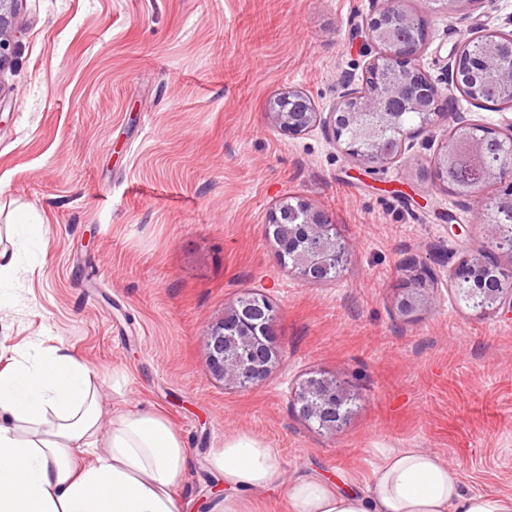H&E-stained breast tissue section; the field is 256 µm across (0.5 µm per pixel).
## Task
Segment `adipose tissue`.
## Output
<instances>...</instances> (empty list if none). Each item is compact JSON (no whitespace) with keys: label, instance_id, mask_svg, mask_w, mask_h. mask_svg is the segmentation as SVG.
Returning <instances> with one entry per match:
<instances>
[{"label":"adipose tissue","instance_id":"ef3b65f1","mask_svg":"<svg viewBox=\"0 0 512 512\" xmlns=\"http://www.w3.org/2000/svg\"><path fill=\"white\" fill-rule=\"evenodd\" d=\"M94 370L66 349L38 350L0 371V512H182L174 489L187 450L152 410L120 411L103 430ZM365 487L317 476L278 486L280 459L263 440L225 437L210 457L230 496L214 512H256L280 492L286 512H512V494L466 493L422 448H378Z\"/></svg>","mask_w":512,"mask_h":512}]
</instances>
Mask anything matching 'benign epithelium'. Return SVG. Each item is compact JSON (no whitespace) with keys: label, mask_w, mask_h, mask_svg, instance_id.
<instances>
[{"label":"benign epithelium","mask_w":512,"mask_h":512,"mask_svg":"<svg viewBox=\"0 0 512 512\" xmlns=\"http://www.w3.org/2000/svg\"><path fill=\"white\" fill-rule=\"evenodd\" d=\"M20 0H0V69L12 61L14 45L12 32ZM404 0H388L373 10L365 22L368 42L374 55L366 64V71L373 74L371 87L345 88L339 100L322 117L312 100L304 93L290 89L270 103V115L276 127L292 135L309 131L323 124L337 141L344 144L347 155L368 168L377 169L389 164L396 156L408 130L401 125L402 117L414 112L420 117V126L431 124L439 115L442 93L421 66L425 47L419 36L402 38L398 31L417 32L421 21L418 16L402 7ZM484 46V53L474 57L461 45L451 56L448 78L455 88L471 100L480 103L481 85L488 73H493L504 103L512 105V62L504 63L501 46L512 42V34L488 32L469 38ZM396 133L394 143H389L386 132ZM494 134L501 141L512 143V133L502 136L495 129L460 117L456 120L448 141L466 142L475 149L484 145V137ZM452 155L448 147L436 155L433 165L439 183L456 192L449 169ZM507 181L508 187L493 200L491 213L495 215V230L500 236L512 232L501 224L500 217H512V154L487 171L480 186L465 194L471 200H482L486 186L493 181ZM301 219L297 225L275 240L276 252L288 247L299 257L296 274L305 281L318 280L317 272L332 262L336 255V225L330 223L326 213L307 201L298 200ZM404 294L397 302L399 315L407 320L416 319L422 312V293L427 288L429 272L411 258L405 264ZM500 266L486 261L483 256H462L451 272V282L459 283L479 273L497 271ZM477 292L490 302L482 301L475 308L480 315H493L499 311H512V283L497 288L484 287L478 281ZM269 301L258 293L248 299L241 298L224 317L208 326L206 347L209 372L215 378L236 387H255L262 384L271 369L280 363L285 351L273 330V322L257 321L251 317L250 308ZM344 388H336V381L325 376H310L292 392V406L300 417L311 421L321 415L326 407H336L347 400Z\"/></svg>","instance_id":"benign-epithelium-1"}]
</instances>
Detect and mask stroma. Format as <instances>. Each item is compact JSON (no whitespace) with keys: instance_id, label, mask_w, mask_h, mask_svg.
I'll return each instance as SVG.
<instances>
[{"instance_id":"35a3bbf8","label":"stroma","mask_w":512,"mask_h":512,"mask_svg":"<svg viewBox=\"0 0 512 512\" xmlns=\"http://www.w3.org/2000/svg\"><path fill=\"white\" fill-rule=\"evenodd\" d=\"M426 27L421 65L443 92L369 170L318 125L270 123L288 89L318 111L361 86L372 0H22L16 49L0 70V248L22 263L0 280V370L63 347L103 381V420L152 409L189 462L175 494L212 512L224 477L209 459L246 432L279 454L281 478H371L377 448L442 456L469 493H512V317L476 315L450 271L489 240L480 203L449 192L433 160L457 117L500 132L512 106L447 85L451 51L485 30L512 33V0L461 12L405 0ZM301 198L326 211L345 247L335 280L307 282L265 235L270 211ZM44 226L22 243L19 214ZM466 227L463 235L453 225ZM428 269V308H395L405 263ZM277 312L281 364L259 387L209 372L206 330L240 297ZM336 379L351 411L329 434L302 420L291 392Z\"/></svg>"}]
</instances>
